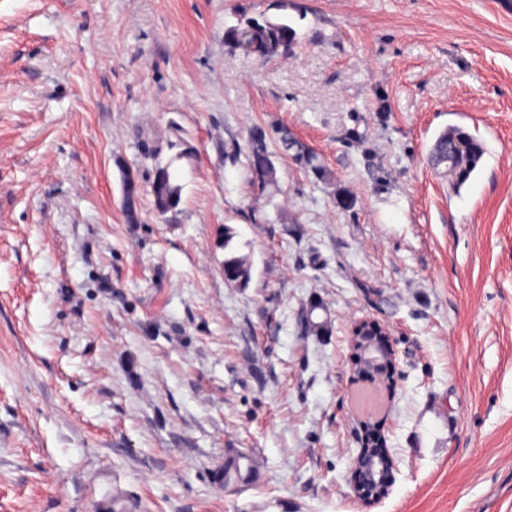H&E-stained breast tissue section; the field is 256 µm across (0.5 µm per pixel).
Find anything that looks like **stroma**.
<instances>
[{
  "instance_id": "35a3bbf8",
  "label": "stroma",
  "mask_w": 512,
  "mask_h": 512,
  "mask_svg": "<svg viewBox=\"0 0 512 512\" xmlns=\"http://www.w3.org/2000/svg\"><path fill=\"white\" fill-rule=\"evenodd\" d=\"M270 2L0 0V512H95L104 475L128 512H512V0H288L291 58L228 53ZM274 120L335 186L281 160L257 200L224 148ZM173 125L178 210L127 223L120 169L148 185ZM451 126L484 149L458 189L428 163ZM362 318L398 373L372 506ZM232 274V282L246 285L250 280L251 261L248 255H231L224 259V274ZM227 278V276H226ZM351 369L371 371L386 388L396 384L394 339L389 329L374 320H356L350 329ZM360 429L357 431V443L361 448H358L356 456L350 463L349 487L356 498L371 505L380 502L388 495L396 464L389 453L379 455L373 453L375 436L367 422L362 423ZM378 461H382L388 470V479L384 483L376 482L373 474V467Z\"/></svg>"
}]
</instances>
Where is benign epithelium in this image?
Segmentation results:
<instances>
[{
	"mask_svg": "<svg viewBox=\"0 0 512 512\" xmlns=\"http://www.w3.org/2000/svg\"><path fill=\"white\" fill-rule=\"evenodd\" d=\"M351 369L355 373L371 371L386 388L396 384L394 339L389 329L374 320H356L350 329ZM357 434L359 449L349 468V487L366 504L385 498L393 482L396 464L390 454L373 453L375 436L369 424H361Z\"/></svg>",
	"mask_w": 512,
	"mask_h": 512,
	"instance_id": "benign-epithelium-1",
	"label": "benign epithelium"
}]
</instances>
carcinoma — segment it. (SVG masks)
Segmentation results:
<instances>
[{
    "label": "carcinoma",
    "instance_id": "obj_1",
    "mask_svg": "<svg viewBox=\"0 0 512 512\" xmlns=\"http://www.w3.org/2000/svg\"><path fill=\"white\" fill-rule=\"evenodd\" d=\"M297 43L295 22L286 15L270 16L265 11L249 13L242 8L235 22L224 26V46L229 52H242L262 62L292 55ZM166 149L175 151V154L164 162L161 155ZM142 151L145 157L154 161L150 194L157 215L164 217L177 211L181 202V185L174 165L191 159V152L183 146L180 130L176 127L171 129L170 137L166 139L143 140ZM482 155V144L473 135L461 127L451 126L435 140L428 162L436 170L453 168L456 172L455 185L460 187L469 180ZM245 158L249 182L269 204L280 191L275 165L280 158L291 160L319 182L336 184L334 172L323 163L320 155L283 124L252 129ZM140 201V189L122 192V209L131 224L139 223ZM224 272L231 273L234 282L248 284L250 257L232 255L225 258Z\"/></svg>",
    "mask_w": 512,
    "mask_h": 512
}]
</instances>
